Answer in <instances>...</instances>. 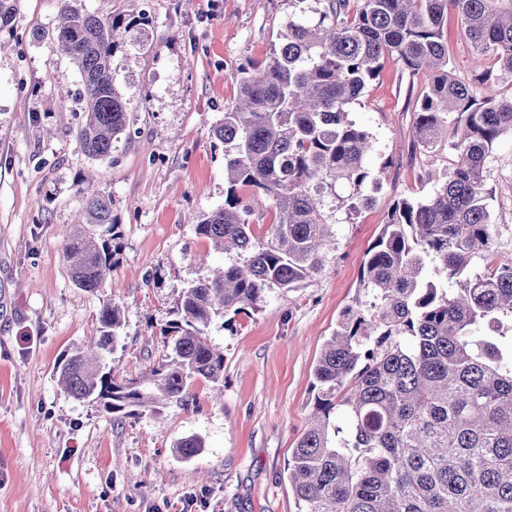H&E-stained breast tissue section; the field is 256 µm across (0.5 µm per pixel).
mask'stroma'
Listing matches in <instances>:
<instances>
[{"label":"stroma","instance_id":"stroma-1","mask_svg":"<svg viewBox=\"0 0 512 512\" xmlns=\"http://www.w3.org/2000/svg\"><path fill=\"white\" fill-rule=\"evenodd\" d=\"M105 18L148 14L112 58L130 108V138L111 157H85L71 131L80 75L35 41L56 23L57 0H22L0 31V512H299L288 485L293 448L315 411L313 369L343 310L359 295L363 263L398 199L424 198L451 167L447 142L414 135L423 76L387 64L350 117L372 137L368 163L385 178L367 208L332 212L334 241L318 273L271 288L257 310L208 336L224 351V389L194 381L197 404L121 419L59 386L60 360L97 336L102 309L123 326L106 368L143 376L167 354L159 330L183 288L236 262L214 251L197 218L224 204V147L213 129L233 108V74L270 54L293 0H84ZM112 199L120 236L112 272L87 291L69 279L63 245L83 206L80 178ZM488 263L512 265V132L485 172ZM195 436L203 447L178 456Z\"/></svg>","mask_w":512,"mask_h":512}]
</instances>
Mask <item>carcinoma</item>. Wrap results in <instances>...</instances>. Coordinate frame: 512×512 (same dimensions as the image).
<instances>
[{
	"label": "carcinoma",
	"mask_w": 512,
	"mask_h": 512,
	"mask_svg": "<svg viewBox=\"0 0 512 512\" xmlns=\"http://www.w3.org/2000/svg\"><path fill=\"white\" fill-rule=\"evenodd\" d=\"M58 24L37 29L81 77L75 129L82 153L112 155L129 128L116 91L112 55L138 24L102 19L82 0H57ZM454 10L471 52L494 60L502 89L484 70L472 82L453 73L444 18ZM21 0H0V30L12 29ZM392 62L426 74L416 111L422 144L446 139L450 169L426 200H398L368 251L360 279L366 300L347 307L314 368L316 416L288 462L300 512H512V266L483 273L470 267L492 239L484 172L498 138L512 132V0H323L317 22L288 17L287 33L264 60L233 74L239 104L224 111L213 136L224 143V206L200 216L199 234L243 261L182 293L178 318L160 328L169 349L139 379L103 371L122 315L112 305L88 350H77L56 374L77 401L95 400L131 416L184 404L195 380L224 382V352L208 329L217 318L256 309L267 289L293 288L322 267L331 236L325 190L353 188L349 209L369 206L361 189L381 185L368 168L369 134L350 106ZM249 189L272 203L271 238L250 224ZM82 223L114 234L112 199L83 189ZM75 286L103 287L112 256L93 236L64 246ZM442 273L447 287L426 276ZM335 421H330V414ZM203 447L176 443L184 458Z\"/></svg>",
	"instance_id": "cac0c4a2"
}]
</instances>
